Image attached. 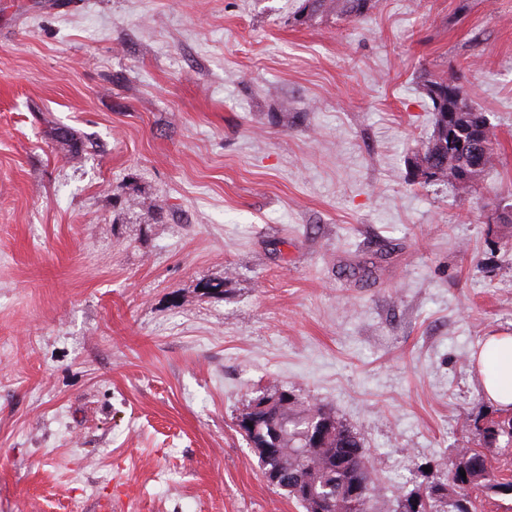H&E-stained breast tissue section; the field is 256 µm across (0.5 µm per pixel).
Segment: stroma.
Wrapping results in <instances>:
<instances>
[{"instance_id":"35a3bbf8","label":"stroma","mask_w":512,"mask_h":512,"mask_svg":"<svg viewBox=\"0 0 512 512\" xmlns=\"http://www.w3.org/2000/svg\"><path fill=\"white\" fill-rule=\"evenodd\" d=\"M0 0V512H302L236 426L284 388L392 512L512 453L470 354L512 332V0ZM489 112L477 191L413 175L426 76ZM372 0H305L303 9H309L311 14L335 12L345 17H359L363 11L371 8Z\"/></svg>"}]
</instances>
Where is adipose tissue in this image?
I'll return each instance as SVG.
<instances>
[{"mask_svg": "<svg viewBox=\"0 0 512 512\" xmlns=\"http://www.w3.org/2000/svg\"><path fill=\"white\" fill-rule=\"evenodd\" d=\"M472 366L484 397L501 410L512 411V333L487 336L473 354Z\"/></svg>", "mask_w": 512, "mask_h": 512, "instance_id": "ef3b65f1", "label": "adipose tissue"}]
</instances>
